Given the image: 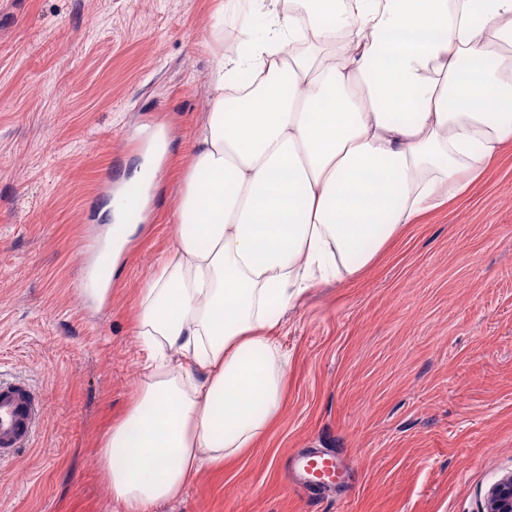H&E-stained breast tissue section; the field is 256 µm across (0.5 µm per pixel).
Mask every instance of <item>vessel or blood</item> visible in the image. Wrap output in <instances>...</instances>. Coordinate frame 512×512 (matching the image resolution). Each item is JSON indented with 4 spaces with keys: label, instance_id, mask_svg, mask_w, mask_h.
I'll use <instances>...</instances> for the list:
<instances>
[{
    "label": "vessel or blood",
    "instance_id": "obj_1",
    "mask_svg": "<svg viewBox=\"0 0 512 512\" xmlns=\"http://www.w3.org/2000/svg\"><path fill=\"white\" fill-rule=\"evenodd\" d=\"M42 413L43 405L29 383L0 379V462L30 443ZM287 471L297 484L318 492L341 483L347 474L339 457L316 449L289 457Z\"/></svg>",
    "mask_w": 512,
    "mask_h": 512
}]
</instances>
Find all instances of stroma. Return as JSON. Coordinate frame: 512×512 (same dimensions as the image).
Returning <instances> with one entry per match:
<instances>
[{
	"instance_id": "stroma-1",
	"label": "stroma",
	"mask_w": 512,
	"mask_h": 512,
	"mask_svg": "<svg viewBox=\"0 0 512 512\" xmlns=\"http://www.w3.org/2000/svg\"><path fill=\"white\" fill-rule=\"evenodd\" d=\"M220 0H0V374L44 414L0 463V512H122L98 472L141 380L139 290L172 242L216 51ZM168 148L109 291L90 290L103 209ZM286 399L260 445L204 465L152 512H480L512 473V148L357 277L312 288L277 332ZM343 457L348 490L308 495L287 459Z\"/></svg>"
}]
</instances>
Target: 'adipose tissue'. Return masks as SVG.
<instances>
[{"instance_id": "obj_1", "label": "adipose tissue", "mask_w": 512, "mask_h": 512, "mask_svg": "<svg viewBox=\"0 0 512 512\" xmlns=\"http://www.w3.org/2000/svg\"><path fill=\"white\" fill-rule=\"evenodd\" d=\"M223 0L175 210L139 295L145 374L98 450L125 512L177 499L276 422L279 313L357 275L512 146V0Z\"/></svg>"}]
</instances>
